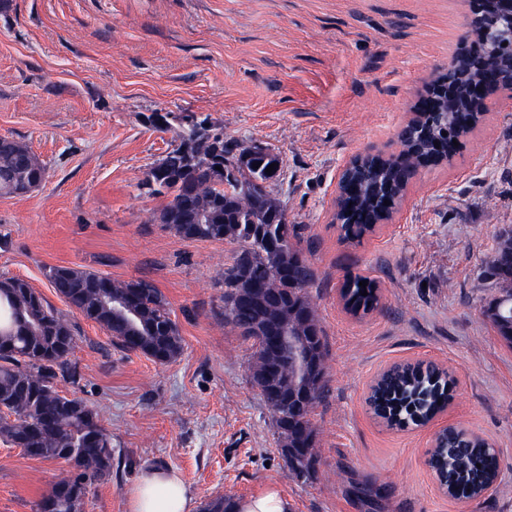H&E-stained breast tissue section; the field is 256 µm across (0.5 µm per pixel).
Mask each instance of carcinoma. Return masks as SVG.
Segmentation results:
<instances>
[{"instance_id":"obj_1","label":"carcinoma","mask_w":512,"mask_h":512,"mask_svg":"<svg viewBox=\"0 0 512 512\" xmlns=\"http://www.w3.org/2000/svg\"><path fill=\"white\" fill-rule=\"evenodd\" d=\"M467 44L456 50L448 73L430 84L414 106V117L399 134L401 151L355 160L342 188L333 222L339 240L353 243L388 220L400 203L421 162L472 132L487 111L475 96L481 85L493 93L512 86V40L504 45L489 29L501 18L507 0H471ZM260 163L259 168L253 164ZM276 164L272 173L265 169ZM278 155L256 146L233 153L231 143L212 132L206 121L186 126L180 144L148 169L143 184L169 201L154 216L175 235L188 240L235 242L238 249L224 271V297L234 299L224 309V324L237 329L256 346L253 368H264L271 356L269 339L251 336L254 324L278 321L305 336L320 365L311 382L294 379L288 360L281 364V382L291 396L304 395L292 417L295 429L282 427L286 407H274L281 448H299L294 476L307 480L316 464L315 430L310 420L314 404L326 392V341L315 305L306 288L314 271L305 250L292 242L296 225L288 223L278 200L268 191L277 176ZM46 171L24 145L0 137V195L23 196L45 180ZM390 205H385V202ZM496 296L488 307L498 310L491 321L497 335L512 347V264L500 257L488 265ZM50 281L68 306L84 319L102 326L126 352L142 353L159 363L175 358L182 338L164 295L150 282H116L72 267L50 269ZM367 282L361 288L359 282ZM133 296L136 317L112 309V298ZM345 307L357 315L379 304L375 282L365 276L346 279L341 288ZM0 442L43 460L63 459L76 473L56 484L35 504V512H81L92 483L112 475V434L101 424L99 411L85 400L62 394L60 385L77 386L83 378L73 358L77 324L18 277L0 278ZM449 381L415 369H403L375 388L374 414L406 427L447 403ZM462 455L439 452L453 481L448 493L474 496L481 483L495 478L496 449L475 438Z\"/></svg>"}]
</instances>
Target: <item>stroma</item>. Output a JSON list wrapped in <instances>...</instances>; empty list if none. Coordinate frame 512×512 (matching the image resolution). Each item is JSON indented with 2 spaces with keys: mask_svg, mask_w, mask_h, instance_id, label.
<instances>
[{
  "mask_svg": "<svg viewBox=\"0 0 512 512\" xmlns=\"http://www.w3.org/2000/svg\"><path fill=\"white\" fill-rule=\"evenodd\" d=\"M468 19L467 0H0V137L46 169L27 195L0 196V276L26 280L63 312L50 268L150 281L182 337L161 364L79 319L83 379L62 390L97 408L114 456L83 512H127L129 488L153 467L177 471L200 504L273 485L294 512H512V348L483 315L495 295L484 270L512 227V89L488 97L452 158L420 169L360 244L341 243L332 222L339 170L399 153L412 106L447 70ZM188 116L279 155L271 192L313 245L328 392L310 415L317 462L306 482L251 379L253 341L224 324L235 244L175 236L154 221L166 197L141 185ZM349 273L377 282L378 309H345ZM402 359L453 376L438 420L493 444L501 471L489 495L448 497L425 463L431 430L370 413L372 380ZM73 473L0 443V512H34Z\"/></svg>",
  "mask_w": 512,
  "mask_h": 512,
  "instance_id": "obj_1",
  "label": "stroma"
}]
</instances>
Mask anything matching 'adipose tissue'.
<instances>
[{
    "instance_id": "1",
    "label": "adipose tissue",
    "mask_w": 512,
    "mask_h": 512,
    "mask_svg": "<svg viewBox=\"0 0 512 512\" xmlns=\"http://www.w3.org/2000/svg\"><path fill=\"white\" fill-rule=\"evenodd\" d=\"M196 504L173 470H144L128 493V512H195Z\"/></svg>"
}]
</instances>
